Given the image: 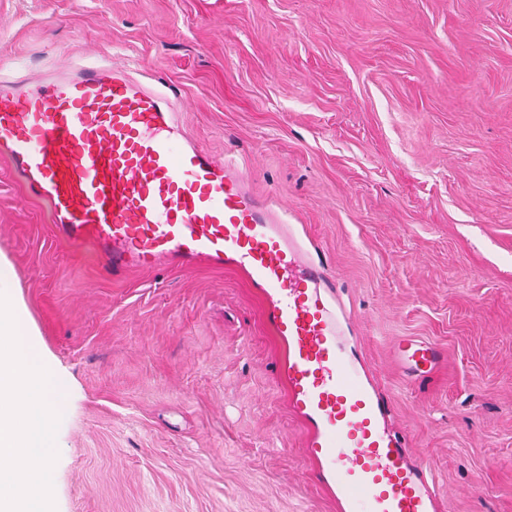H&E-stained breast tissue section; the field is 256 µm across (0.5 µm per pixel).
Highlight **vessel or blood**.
Instances as JSON below:
<instances>
[{
  "mask_svg": "<svg viewBox=\"0 0 512 512\" xmlns=\"http://www.w3.org/2000/svg\"><path fill=\"white\" fill-rule=\"evenodd\" d=\"M0 155L48 203L55 234L111 275L198 259L246 272L269 297L289 404L313 424L307 454L341 512H436L427 464L387 428L354 359L329 269L242 170L187 136L176 98L93 61L39 81L0 76ZM394 353L418 378L442 359L408 338Z\"/></svg>",
  "mask_w": 512,
  "mask_h": 512,
  "instance_id": "b4317fda",
  "label": "vessel or blood"
}]
</instances>
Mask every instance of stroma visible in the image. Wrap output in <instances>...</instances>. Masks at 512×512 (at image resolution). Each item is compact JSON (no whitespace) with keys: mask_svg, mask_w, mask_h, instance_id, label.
I'll list each match as a JSON object with an SVG mask.
<instances>
[{"mask_svg":"<svg viewBox=\"0 0 512 512\" xmlns=\"http://www.w3.org/2000/svg\"><path fill=\"white\" fill-rule=\"evenodd\" d=\"M79 58L178 91L318 248L440 502L512 512V0H0L1 68ZM0 258L58 385L56 512H336L239 270L105 276L2 159ZM394 353L400 364L416 378L431 375L442 359V353L436 346L408 338L395 343Z\"/></svg>","mask_w":512,"mask_h":512,"instance_id":"1","label":"stroma"}]
</instances>
